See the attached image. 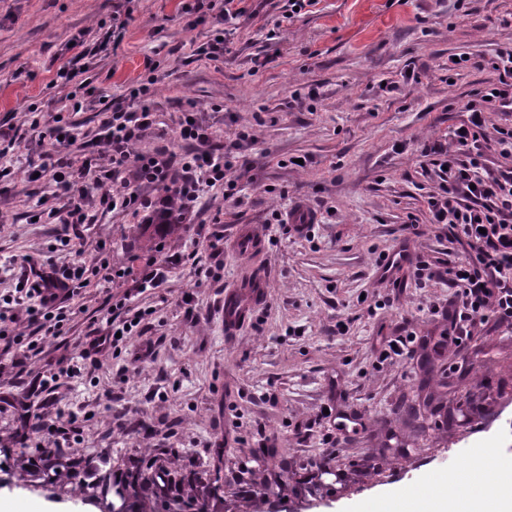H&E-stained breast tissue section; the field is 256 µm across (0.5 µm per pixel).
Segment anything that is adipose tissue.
Masks as SVG:
<instances>
[{
	"mask_svg": "<svg viewBox=\"0 0 512 512\" xmlns=\"http://www.w3.org/2000/svg\"><path fill=\"white\" fill-rule=\"evenodd\" d=\"M504 480L500 470H484L475 491L467 493L463 478L447 475L441 478L436 492L411 498L405 512H500Z\"/></svg>",
	"mask_w": 512,
	"mask_h": 512,
	"instance_id": "1",
	"label": "adipose tissue"
}]
</instances>
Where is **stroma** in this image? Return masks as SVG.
Instances as JSON below:
<instances>
[{"instance_id":"35a3bbf8","label":"stroma","mask_w":512,"mask_h":512,"mask_svg":"<svg viewBox=\"0 0 512 512\" xmlns=\"http://www.w3.org/2000/svg\"><path fill=\"white\" fill-rule=\"evenodd\" d=\"M190 2L0 0V130L17 137L0 158L11 170L0 178V296L50 261L173 262L155 290L137 292L129 278L80 288L62 336L41 354L20 347L0 357L5 387L56 370L104 328L113 297L130 293L125 316L150 312L120 352L81 362L53 392L23 408L0 401V502L38 512H392L435 477L489 459L512 464V434L500 431L512 405V329L479 326L462 345L383 359L402 332L439 339L455 290L444 280L416 285L408 267L394 281L377 271L403 245L432 261L463 255L430 221L439 185L422 147L449 142L464 104L497 81L512 0H318L298 14L288 0H244L225 22L215 9L187 11ZM218 37L224 58L213 62L204 51ZM75 39L83 58L69 48ZM464 55L469 63L455 64ZM66 62L88 89L57 82ZM147 81L155 122L136 152L153 153L190 110L235 144L242 173L233 196L211 188L176 234L148 248L142 235L166 191L140 185L154 206L136 215L107 208L103 189L122 191L132 175L107 178L95 139L102 112ZM58 124L106 181L83 200L93 224L64 249L52 214L67 199L24 174L59 151L38 136ZM295 156L306 167L291 165ZM298 204L318 216L310 232L275 220ZM242 225L264 238L262 254L235 249ZM214 233L222 251L209 246ZM196 259L214 279L197 280ZM253 272L266 278V299L226 331L224 290ZM25 413L50 426L75 415L66 445L77 467L55 473L35 443L20 445ZM272 443L277 455L260 458ZM161 470L172 478L163 495L151 481Z\"/></svg>"}]
</instances>
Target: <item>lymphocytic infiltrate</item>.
I'll list each match as a JSON object with an SVG mask.
<instances>
[{"instance_id": "lymphocytic-infiltrate-1", "label": "lymphocytic infiltrate", "mask_w": 512, "mask_h": 512, "mask_svg": "<svg viewBox=\"0 0 512 512\" xmlns=\"http://www.w3.org/2000/svg\"><path fill=\"white\" fill-rule=\"evenodd\" d=\"M494 68L499 73L497 84L478 92L476 99L466 104L468 116L452 129L450 145L436 142L424 149L440 181L439 193L427 200L432 221L447 225L450 235L465 246L466 255L446 267L418 255L412 257L411 265L416 283L445 278L456 288L461 304L449 310L446 331L452 341L466 340L478 323L512 326V49L498 55ZM150 93L146 83L132 88L134 106L115 105L101 120L97 142L108 152L112 174L130 168L137 187L143 183L174 185L184 209L207 188L235 187L231 156L215 143L208 127L198 122L184 118L172 130L174 139L196 143L195 152L180 154L165 144L151 155L135 152L141 132L153 123V113L144 103ZM494 113L502 116V123L491 124ZM492 151L503 157V165L489 166ZM35 171L56 178L59 194L69 202L64 227L81 234L92 222L81 205L90 175L87 164L47 154ZM137 187L104 193L102 199L115 210L137 213L151 208L152 200L141 197ZM125 274L124 268L104 257L85 268L51 264L35 269L32 282L20 288L18 297L26 305L35 333L27 335L15 326L9 310L0 309V346L8 350L24 343L33 350L40 339L60 336L75 314L72 301L77 280L89 275L111 283ZM134 329L131 320L106 326L103 332L77 344L78 359L110 356L121 337L132 335Z\"/></svg>"}]
</instances>
